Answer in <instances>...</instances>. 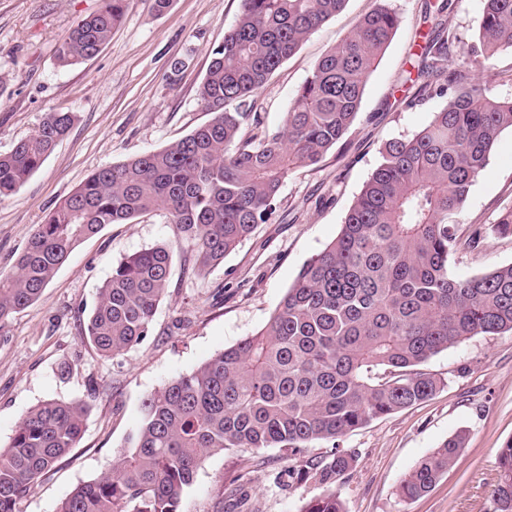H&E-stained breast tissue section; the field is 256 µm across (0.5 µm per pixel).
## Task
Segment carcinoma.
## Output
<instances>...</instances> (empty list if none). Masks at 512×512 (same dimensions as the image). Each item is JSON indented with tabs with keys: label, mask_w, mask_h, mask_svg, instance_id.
<instances>
[{
	"label": "carcinoma",
	"mask_w": 512,
	"mask_h": 512,
	"mask_svg": "<svg viewBox=\"0 0 512 512\" xmlns=\"http://www.w3.org/2000/svg\"><path fill=\"white\" fill-rule=\"evenodd\" d=\"M347 0H242L211 51L199 99L211 118L166 147L93 171L31 233L11 272L0 273V321L36 301L70 253L106 224L163 210L192 246L202 274L224 262L274 213L285 178L344 144L365 82L399 26L376 0L314 65L283 131L261 128L258 91ZM473 42L455 59L448 0L421 35L417 77L448 96L429 125L387 142L336 238L305 263L266 324L196 371L149 394L111 470L80 484L59 512H178L199 468L228 448L332 443L298 479L323 488L301 512H345L336 486L357 463L338 442L371 421L436 393L422 366L473 336L512 332V264L457 277L459 216L499 134L512 129V97L488 95L478 75L512 49V0H483ZM126 0L70 31L58 53L69 66L94 57L125 17ZM73 112H47L38 130L0 154V198L15 193L72 128ZM174 251L158 245L123 258L99 289L84 329L102 357L141 344L169 286ZM87 407L48 400L18 421L0 448V512H19L30 487L80 440ZM466 433L420 460L400 484L415 501L450 469ZM494 512H512V439L498 453Z\"/></svg>",
	"instance_id": "1"
}]
</instances>
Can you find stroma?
<instances>
[{"label":"stroma","instance_id":"1","mask_svg":"<svg viewBox=\"0 0 512 512\" xmlns=\"http://www.w3.org/2000/svg\"><path fill=\"white\" fill-rule=\"evenodd\" d=\"M434 0H388L397 32L370 73L345 145L318 168L285 179L276 211L223 264L196 275L176 251L169 288L149 336L121 355L99 356L83 334L98 290L121 259L177 243L163 212L106 225L77 246L40 297L0 321V448L18 420L44 401L88 403L83 435L34 485L19 512H58L72 490L111 469L141 419L143 399L253 336L300 268L338 234L346 213L380 161L383 145L412 137L440 98L417 100L408 77ZM375 0H348L258 92L268 133L285 114L317 60L343 39ZM103 0H0V153L33 135L45 113L77 120L43 165L0 201V271L9 270L35 226L97 168L165 147L209 118L198 92L211 51L234 24L241 0H127L123 22L91 59L62 67L58 50L74 25ZM182 69H174V62ZM512 207V130L497 138L474 181L457 226L450 271L458 277L512 263V234L494 233ZM427 372L444 379L430 398L348 434L340 448L358 460L337 486L346 512H492L497 455L512 438V333L478 335L432 357ZM467 439L453 468L413 502L402 479L457 431ZM320 443L294 454L236 448L210 457L182 497L179 512H230L245 498L254 512H299L322 489L300 481V458L328 455Z\"/></svg>","mask_w":512,"mask_h":512}]
</instances>
